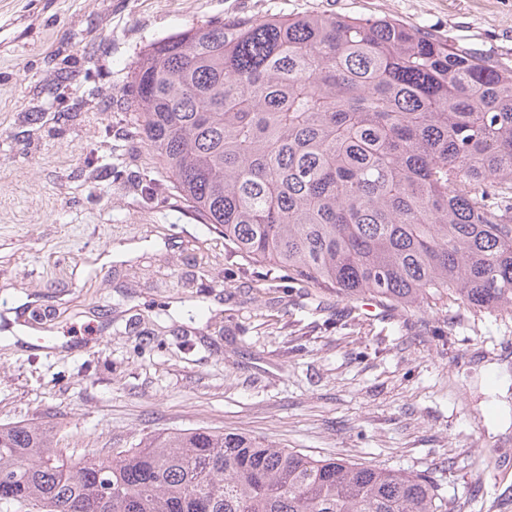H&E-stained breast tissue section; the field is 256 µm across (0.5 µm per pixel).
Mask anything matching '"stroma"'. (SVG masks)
Listing matches in <instances>:
<instances>
[{"label":"stroma","instance_id":"1","mask_svg":"<svg viewBox=\"0 0 512 512\" xmlns=\"http://www.w3.org/2000/svg\"><path fill=\"white\" fill-rule=\"evenodd\" d=\"M389 16L512 67V0H0V423L80 458L243 432L430 476L454 512H512V315L290 283L237 253L132 141V72L190 26ZM203 308V317L188 310Z\"/></svg>","mask_w":512,"mask_h":512}]
</instances>
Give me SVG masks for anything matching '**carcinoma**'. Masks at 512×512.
Wrapping results in <instances>:
<instances>
[{
  "label": "carcinoma",
  "mask_w": 512,
  "mask_h": 512,
  "mask_svg": "<svg viewBox=\"0 0 512 512\" xmlns=\"http://www.w3.org/2000/svg\"><path fill=\"white\" fill-rule=\"evenodd\" d=\"M132 135L224 241L298 284L512 315V68L387 17L193 26L134 69ZM0 425V503L37 512H448L434 481L243 432L76 460Z\"/></svg>",
  "instance_id": "carcinoma-1"
}]
</instances>
